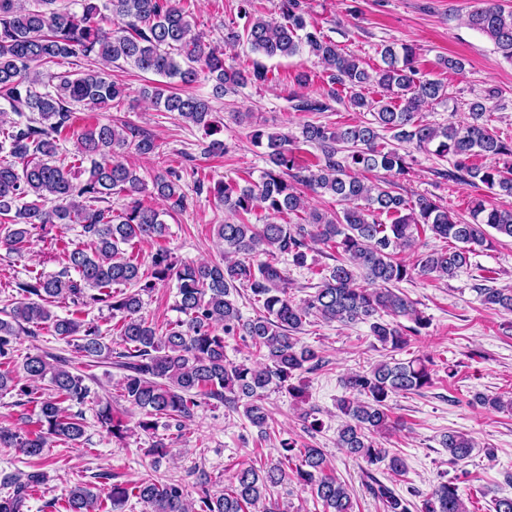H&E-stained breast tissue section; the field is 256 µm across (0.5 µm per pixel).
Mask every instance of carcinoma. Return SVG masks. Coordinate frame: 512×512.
Returning a JSON list of instances; mask_svg holds the SVG:
<instances>
[{
  "mask_svg": "<svg viewBox=\"0 0 512 512\" xmlns=\"http://www.w3.org/2000/svg\"><path fill=\"white\" fill-rule=\"evenodd\" d=\"M0 0V112L14 118L0 126V243L21 249L30 241L36 225L77 224L89 238L84 247L66 251L68 267L78 278L63 271L58 275L37 274L16 283L24 300L0 318V367L13 361L20 332L28 325H46L62 340L76 338L84 357L98 361L110 353L99 327L79 314L103 304L117 320V334L124 345L115 365L124 371L122 397L144 411L140 428L153 436L147 453L159 462L169 454L165 439L155 435L158 420L176 425L190 420L204 400H217L244 416L260 436L268 433L269 415L263 405L270 389L286 391L298 402L304 388L294 384L302 371L322 367L312 347L298 334L314 317L325 323H366L370 335L385 350L395 352L409 345L429 325V318L416 303L399 291L398 284L414 278L447 280L470 266L477 247H489L487 229L512 239V209L501 208L479 197L471 202L469 219L456 216L432 198L420 195L408 201L393 193L388 183H368L361 172L382 169L396 177L409 175L406 158L399 148L383 143L391 133L397 143L435 148L449 158L448 176L473 186L484 185L489 195L512 197V140L506 141L487 124L486 106L470 105V121L432 125L422 121L423 104L445 101L448 93L441 82L427 78L419 67L415 49L386 45L382 65L371 71L359 58L341 51L319 27L307 20L305 0H278L280 20H267L252 13V0H238L237 18L224 24V48L208 46L195 32V22L185 9L187 0ZM111 22L107 28L104 23ZM468 25L488 37L495 50L512 63V10L498 0H478L467 15ZM259 56L252 69L225 63L224 52L240 43ZM82 54L105 68L127 64L144 74L163 77L140 95L184 122L203 129L211 140L210 155H222L226 144L214 137L212 100L237 94L248 85L269 81L262 59L307 54L317 60L332 84L351 90L349 104L371 112V119L344 127L306 123L303 141L319 150L316 160L303 165L292 140L281 132L254 126L255 144L266 146L270 167L258 181L199 182L236 220L216 225V236L224 243L222 263L177 266L171 254L158 248L151 271L125 257L122 246L134 239L154 241L164 237L168 225L159 210L143 206L139 195L144 182L137 172L119 159L126 149L147 156L156 153L154 138L134 126L117 129L94 124L76 134V152L90 167L77 172L56 164L61 143L69 139L74 107L89 112L128 96L127 88L93 70L85 73L56 71L68 58ZM214 81L209 97L185 90H172V80L183 86L199 76ZM309 75L297 77L298 89L291 94L296 112H326V99L304 91ZM376 86L382 97L370 102L362 89ZM480 155L489 160L476 165ZM87 178L80 180V175ZM181 170L169 167L157 174L153 189L172 209L186 207ZM330 195L347 204L342 214L328 215L309 210L301 188ZM113 194L126 203L119 210L100 206ZM260 209L263 224H250L247 215ZM305 214L298 224H280L284 215ZM389 215V224L378 216ZM429 231L453 246L417 256L408 264L397 258L412 250L419 233ZM334 250L335 264L317 272L315 291L300 303L288 296V276L278 266L280 258L298 268L308 263L312 245ZM265 254L269 259L254 263ZM177 282L175 311L181 317L157 328L142 314V295L170 280ZM250 291L249 300L259 306L252 318L243 317L236 302L239 290ZM483 304L512 312V288H476ZM68 301L70 316L57 315L51 306ZM394 320L388 321L386 317ZM407 318L408 327L396 321ZM240 338L261 355L258 366L225 360L226 339ZM431 361L415 358L406 362L382 360L368 370L343 380L349 397L338 407L346 417L337 430L336 443L345 453L365 463L370 471L383 464L396 476L406 474L404 458L381 448L373 438L392 428L388 414L391 396L417 392L433 384ZM25 379L0 370V392L14 390L38 407L36 428L16 431L0 428V447L13 448L27 457L41 458L52 438L76 442L84 434L77 415L64 404L80 405L89 389L84 377L73 373L61 359L35 354L23 363ZM46 381L51 393L34 396V384ZM473 401L495 412H512V393H477ZM98 421L115 438H122L126 425L109 408L98 413ZM279 459L262 468H239L222 493L210 492L208 475L200 478L198 497L192 499L179 480L159 482L143 479L137 498L143 512H281L271 491L288 480L308 487L324 512H353L345 484L328 467L324 450L300 445L293 439L279 441ZM442 447L450 461L468 458L474 448L466 435L450 431ZM47 473L35 469L3 478L8 491L0 495V512H24L33 492L42 487ZM383 512H412V501L377 479L369 485ZM77 485L64 501H51L54 512H93L96 506L121 512L129 499L128 489L114 484L104 492ZM420 512H469L459 495L456 481L435 485L422 500Z\"/></svg>",
  "mask_w": 512,
  "mask_h": 512,
  "instance_id": "carcinoma-1",
  "label": "carcinoma"
}]
</instances>
